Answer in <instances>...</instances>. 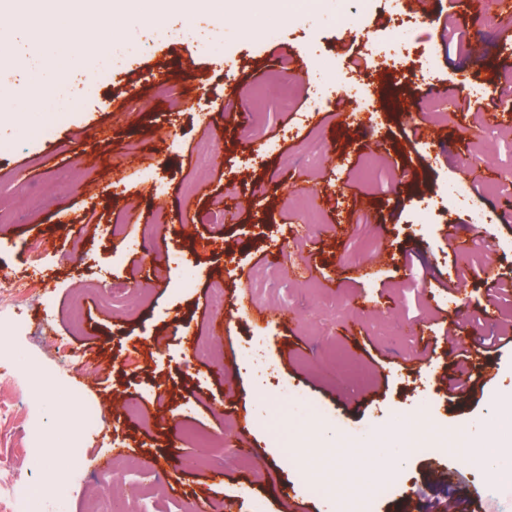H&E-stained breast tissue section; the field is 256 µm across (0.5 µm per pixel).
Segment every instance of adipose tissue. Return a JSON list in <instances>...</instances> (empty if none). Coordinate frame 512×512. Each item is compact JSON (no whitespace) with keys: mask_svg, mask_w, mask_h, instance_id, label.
<instances>
[{"mask_svg":"<svg viewBox=\"0 0 512 512\" xmlns=\"http://www.w3.org/2000/svg\"><path fill=\"white\" fill-rule=\"evenodd\" d=\"M26 4L39 11L51 7L63 31L57 35L30 36L26 50L18 54L10 47L7 30L0 28V99H20L30 112L70 108L71 100L55 98L54 90L69 84L74 56H82L94 68L112 55V43L118 36L115 20H136L131 0H26ZM90 27L96 28V35L83 42L80 50H73V38ZM25 70L34 71V78L28 84H16L14 74ZM412 440V435L404 433L370 439L372 464L386 472L402 467ZM466 446L467 457L480 461L490 474L512 478V458L498 443L485 439L483 428L469 429Z\"/></svg>","mask_w":512,"mask_h":512,"instance_id":"1","label":"adipose tissue"}]
</instances>
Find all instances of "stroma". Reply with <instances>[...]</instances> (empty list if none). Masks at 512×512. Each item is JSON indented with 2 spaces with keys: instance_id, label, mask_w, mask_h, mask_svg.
Segmentation results:
<instances>
[{
  "instance_id": "obj_1",
  "label": "stroma",
  "mask_w": 512,
  "mask_h": 512,
  "mask_svg": "<svg viewBox=\"0 0 512 512\" xmlns=\"http://www.w3.org/2000/svg\"><path fill=\"white\" fill-rule=\"evenodd\" d=\"M446 8L458 13L463 5L434 0L426 17L398 12L393 0H322L317 10L293 13L282 0H256L249 11L227 0L218 24L164 18L168 29L195 30L192 38L169 42L153 24L124 26L133 47L117 46L122 67L95 72L97 90L56 113L44 133L24 131L21 104H0V212L9 216L0 232V289H22L21 307L0 310V428L8 432L0 458L43 493L46 512H84L95 461L119 448L141 461L125 471L128 483H142L161 463L179 468L130 512H192L200 498L232 512H347L381 482L388 492L375 499V512H429L451 498L460 512H512V496L456 449H413L400 476L386 482L364 446L398 422L493 428L512 394V345L492 352L482 343L512 328L480 316L496 289L512 284V194L492 181L461 201L448 198L462 169L512 168V132L450 112L436 139L403 135L432 104L430 80L452 91L476 87L482 110L501 102L493 79L512 67V50L471 18L476 52H445L437 15ZM166 46L190 64L192 79L160 76ZM285 46L300 54V70L282 72ZM389 48L404 52L402 65L375 71V51ZM430 51L435 66L425 79L419 66ZM280 72L288 104L266 88ZM230 82L239 92L234 105L226 101ZM355 82L368 84L366 98L351 96ZM240 104L247 119L237 124ZM354 108L370 116L372 133L343 123ZM405 168L417 171L415 182L401 183ZM293 178L318 196L317 222L298 219ZM358 196L368 211L352 212ZM216 208L222 223L203 222ZM477 213L483 223H473ZM147 226L155 239L143 240ZM451 227L488 250L497 283L449 245ZM34 240L44 247L37 268L26 254ZM175 249L186 261H168ZM408 256L412 279L403 269ZM303 262L313 273L294 277ZM217 276L227 302L243 288L252 307L284 311L291 323L232 313L212 355L193 357L183 333L207 336V285ZM115 279L145 287L137 313L120 297L102 304L98 287ZM328 279L336 288L325 287ZM449 281L460 283L457 295H449ZM362 296L378 299L383 313L357 309ZM78 299L79 333L70 320ZM435 312L444 315L441 329L465 337L469 367L489 357L498 372L462 402L449 397L443 379L446 341L436 344L430 370L409 362L419 340L408 326ZM353 321L355 341L343 333ZM57 339L71 358L56 352ZM283 342L286 359L278 353ZM228 354L236 357L230 393L212 374ZM91 358L103 365L92 379L80 370ZM43 384L59 387L55 405L39 397ZM90 407L100 425L88 423ZM318 425L347 441L349 483L315 495L309 486L317 477L293 444ZM191 433L218 445L185 466ZM77 440L87 450L83 464L65 467ZM52 467L54 484L43 479ZM217 469L223 482L211 478Z\"/></svg>"
}]
</instances>
